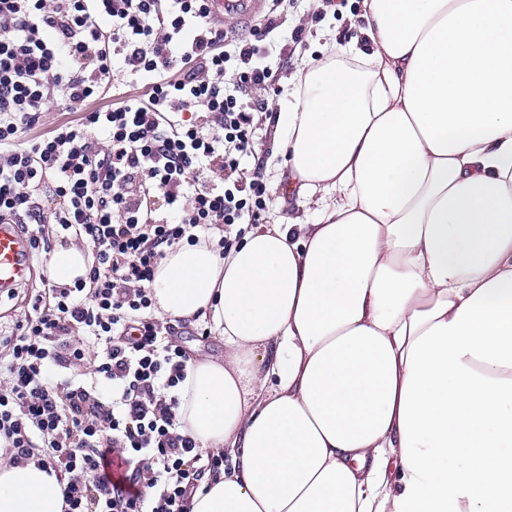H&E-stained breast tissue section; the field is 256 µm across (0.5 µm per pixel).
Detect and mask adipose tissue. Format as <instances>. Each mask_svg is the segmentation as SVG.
Masks as SVG:
<instances>
[{
  "label": "adipose tissue",
  "mask_w": 512,
  "mask_h": 512,
  "mask_svg": "<svg viewBox=\"0 0 512 512\" xmlns=\"http://www.w3.org/2000/svg\"><path fill=\"white\" fill-rule=\"evenodd\" d=\"M361 5L335 46L357 68L304 62L279 104L315 220L170 247L147 285L224 344L180 386L186 433L232 459L190 512H512V0ZM87 266L60 244L48 276ZM64 487L0 459V512Z\"/></svg>",
  "instance_id": "1"
}]
</instances>
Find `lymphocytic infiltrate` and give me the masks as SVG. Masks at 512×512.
<instances>
[{
	"label": "lymphocytic infiltrate",
	"instance_id": "f902f5d3",
	"mask_svg": "<svg viewBox=\"0 0 512 512\" xmlns=\"http://www.w3.org/2000/svg\"><path fill=\"white\" fill-rule=\"evenodd\" d=\"M223 40L205 0H0V221L25 225L34 253L71 236L92 254L86 277L44 281L0 331V456L66 476L64 512H188L198 488L201 453L176 412L188 357L145 284L165 248L228 251L224 228L266 206L240 166L263 105L226 90ZM116 61L151 75L145 97L25 141L54 89L85 108L112 90ZM179 104L203 106L210 131L181 123ZM200 168L220 181L191 182Z\"/></svg>",
	"mask_w": 512,
	"mask_h": 512
}]
</instances>
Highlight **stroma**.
I'll use <instances>...</instances> for the list:
<instances>
[{
	"mask_svg": "<svg viewBox=\"0 0 512 512\" xmlns=\"http://www.w3.org/2000/svg\"><path fill=\"white\" fill-rule=\"evenodd\" d=\"M359 0H343L332 6L328 0H261L255 16L239 26L226 29L227 41L250 35L252 29L275 20V29L264 37L261 46L262 66L267 67L274 80L268 86L252 89L250 96L263 100L264 110L254 115V147L262 156V166H255L253 159L242 160L245 170L259 169L260 180L265 188L267 208L265 223L300 214L297 199L282 196L275 185V177L284 167V158L276 153L278 138L276 122L272 118L281 99L287 97L296 83L295 75L304 60L327 62L330 53L326 44L330 39H349L357 35L361 26ZM48 255L35 257L37 277L26 286L18 288L12 296L0 297V325H11L23 317L31 295L42 290V275H45ZM179 344L193 358L223 357L224 345L217 340L204 324L192 320H178L173 324Z\"/></svg>",
	"mask_w": 512,
	"mask_h": 512,
	"instance_id": "obj_1",
	"label": "stroma"
}]
</instances>
